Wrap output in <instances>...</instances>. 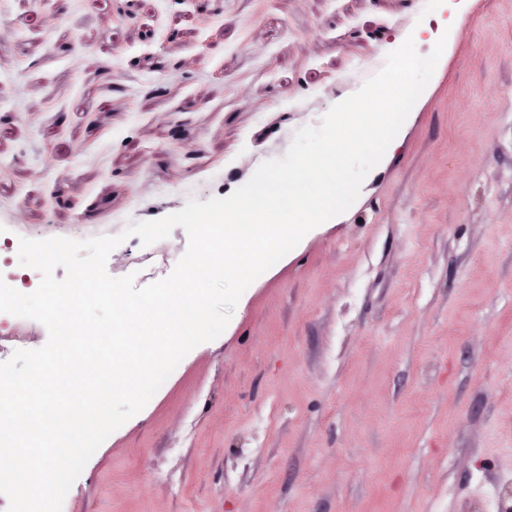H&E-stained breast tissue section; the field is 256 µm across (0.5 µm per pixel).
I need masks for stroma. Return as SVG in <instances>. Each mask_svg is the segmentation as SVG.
<instances>
[{"mask_svg":"<svg viewBox=\"0 0 512 512\" xmlns=\"http://www.w3.org/2000/svg\"><path fill=\"white\" fill-rule=\"evenodd\" d=\"M0 0V260L226 197L406 38L446 46L352 206L113 432L69 512H512V0ZM187 234L126 237L169 276Z\"/></svg>","mask_w":512,"mask_h":512,"instance_id":"35a3bbf8","label":"stroma"}]
</instances>
